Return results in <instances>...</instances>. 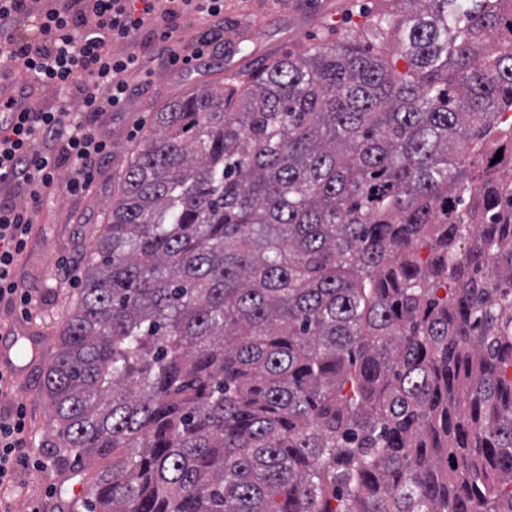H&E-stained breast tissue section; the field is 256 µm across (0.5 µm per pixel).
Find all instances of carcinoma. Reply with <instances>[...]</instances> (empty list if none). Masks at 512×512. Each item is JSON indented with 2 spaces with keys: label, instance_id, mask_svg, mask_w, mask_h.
Returning a JSON list of instances; mask_svg holds the SVG:
<instances>
[{
  "label": "carcinoma",
  "instance_id": "carcinoma-1",
  "mask_svg": "<svg viewBox=\"0 0 512 512\" xmlns=\"http://www.w3.org/2000/svg\"><path fill=\"white\" fill-rule=\"evenodd\" d=\"M405 1L155 112L44 374L86 512H512V0Z\"/></svg>",
  "mask_w": 512,
  "mask_h": 512
}]
</instances>
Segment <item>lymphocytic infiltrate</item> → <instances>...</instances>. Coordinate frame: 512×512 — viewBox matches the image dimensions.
Instances as JSON below:
<instances>
[{"instance_id": "f902f5d3", "label": "lymphocytic infiltrate", "mask_w": 512, "mask_h": 512, "mask_svg": "<svg viewBox=\"0 0 512 512\" xmlns=\"http://www.w3.org/2000/svg\"><path fill=\"white\" fill-rule=\"evenodd\" d=\"M180 15L224 26V0H52L42 8L32 0H0V69L21 63L27 76L18 96L30 88L55 94L56 107L37 104L15 111L0 103V186L24 196L23 203L0 199V304L31 318L40 300L16 275L27 250L37 210L44 195L64 187L69 196L91 194L95 163L111 154L106 118L129 97L127 73L140 65L138 55L113 47L152 31L167 45L170 64L182 67L205 55L199 42L182 53ZM27 457L23 409L0 415V489L12 485Z\"/></svg>"}]
</instances>
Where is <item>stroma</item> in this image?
Wrapping results in <instances>:
<instances>
[{
    "label": "stroma",
    "mask_w": 512,
    "mask_h": 512,
    "mask_svg": "<svg viewBox=\"0 0 512 512\" xmlns=\"http://www.w3.org/2000/svg\"><path fill=\"white\" fill-rule=\"evenodd\" d=\"M374 7L373 0H224V28L218 33L192 17L176 18L185 50L201 39L211 41L208 52L186 69L169 64L164 43L153 33L115 45V52L139 55L142 70L127 77V111L113 113L108 122L112 153L98 162L99 175L89 198L74 199L59 190L44 196L33 215L32 239L17 271L26 287L42 296L36 320L24 321L17 311L0 306V344L10 348L18 366L11 377L13 393L0 395V412L24 403L31 460L18 469L14 486L0 492V512H70L73 488L84 472L98 466L97 460L89 459L84 468H77L73 454L60 447L55 411L43 387L42 374L80 293L60 280L58 264H82L94 245L115 200L118 176L155 107L219 81L240 84L249 70L300 52L323 36L358 33Z\"/></svg>",
    "instance_id": "35a3bbf8"
}]
</instances>
